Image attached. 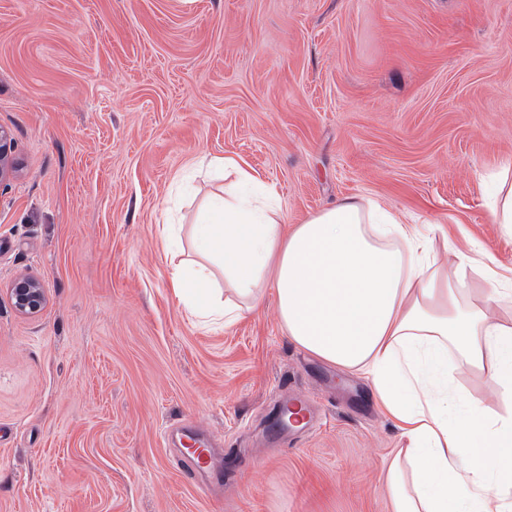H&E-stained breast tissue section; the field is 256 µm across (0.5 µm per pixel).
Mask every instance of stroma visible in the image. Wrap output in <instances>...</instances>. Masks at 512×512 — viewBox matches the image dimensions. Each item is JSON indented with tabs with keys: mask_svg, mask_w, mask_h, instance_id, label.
Wrapping results in <instances>:
<instances>
[{
	"mask_svg": "<svg viewBox=\"0 0 512 512\" xmlns=\"http://www.w3.org/2000/svg\"><path fill=\"white\" fill-rule=\"evenodd\" d=\"M0 128V512H392L370 379L296 346L271 287L199 323L170 284L191 241L162 231L236 179L194 160L231 157L285 224L365 195L448 267H512V0H0ZM296 400L320 423L276 433ZM13 172L12 138L6 130L0 128V184L9 180ZM9 297L17 311L34 314L45 304V293L41 283L34 277L19 275L10 284ZM186 454L191 457L187 461L190 471L197 470L198 475L203 479L207 476L212 468L211 454L209 448L203 447L198 444L197 440L188 436V442L184 445Z\"/></svg>",
	"mask_w": 512,
	"mask_h": 512,
	"instance_id": "obj_1",
	"label": "stroma"
}]
</instances>
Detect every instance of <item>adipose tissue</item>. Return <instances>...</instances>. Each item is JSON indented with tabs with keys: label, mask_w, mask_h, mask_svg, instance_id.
I'll return each instance as SVG.
<instances>
[{
	"label": "adipose tissue",
	"mask_w": 512,
	"mask_h": 512,
	"mask_svg": "<svg viewBox=\"0 0 512 512\" xmlns=\"http://www.w3.org/2000/svg\"><path fill=\"white\" fill-rule=\"evenodd\" d=\"M275 189H225L192 227L196 257L172 275L199 315L232 326L274 286L279 322L300 348L367 375L404 439L386 475L393 512H512V272L483 266L470 292L427 252L428 237L364 196L285 229ZM485 374L494 400L462 395L448 360Z\"/></svg>",
	"instance_id": "adipose-tissue-1"
}]
</instances>
